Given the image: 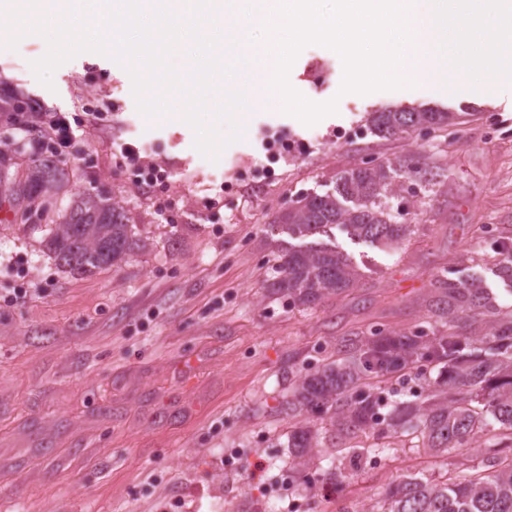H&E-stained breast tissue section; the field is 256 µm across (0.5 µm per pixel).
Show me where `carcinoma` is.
Instances as JSON below:
<instances>
[{"mask_svg":"<svg viewBox=\"0 0 512 512\" xmlns=\"http://www.w3.org/2000/svg\"><path fill=\"white\" fill-rule=\"evenodd\" d=\"M452 115L439 110L372 112L368 129L384 138L419 130L441 129ZM32 159L21 194L31 199L43 192H62L69 184L67 168L50 159L52 145L30 142ZM405 170L429 185L441 184L444 169L412 158H396L371 166L361 161L336 178L333 192L306 195L279 217L288 235L313 238L279 255L277 293L311 305L340 295L357 280L349 255L335 244L318 241L336 227L350 238L392 247L413 233L412 225L393 221L387 200L395 195L392 173ZM46 248L58 265L88 274L121 263L135 245L129 219L120 202L99 192L74 199L62 222L49 229ZM497 276L512 287V237L500 242ZM432 316L448 333L430 336L424 330L396 332L377 327L368 336L336 338V359L302 372L288 364V416L316 414L322 426L297 423L288 431L289 464L310 470L330 451L356 458L385 453L388 446L368 447L351 440L377 424L378 397L366 390L370 379L384 377L394 385L401 372L416 368L436 374L424 395L396 401L384 413L391 428L415 435L418 447L431 457L448 455L476 444L487 449V468L436 481L408 476L390 488L386 508L366 512H512V314H503L483 282L438 278L429 303Z\"/></svg>","mask_w":512,"mask_h":512,"instance_id":"cac0c4a2","label":"carcinoma"}]
</instances>
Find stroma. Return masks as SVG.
I'll return each instance as SVG.
<instances>
[{
  "label": "stroma",
  "mask_w": 512,
  "mask_h": 512,
  "mask_svg": "<svg viewBox=\"0 0 512 512\" xmlns=\"http://www.w3.org/2000/svg\"><path fill=\"white\" fill-rule=\"evenodd\" d=\"M46 51L29 37L0 49V140L21 136L3 110L13 99L65 118L69 139L55 158L70 183L57 211L79 193L108 192L136 245L119 265L72 274L45 248V223L0 222V512H156L161 503L209 512L187 500L195 484L252 512L254 483L225 467L224 451L266 458L273 480L287 470L289 363L318 365L337 337L373 327L441 331L428 312L440 275L482 278L499 309L512 311V288L495 273L499 234L512 230V85L486 92L462 78L448 92L423 84L345 93L342 58L309 44L289 79L308 101L335 102V112L312 124L275 107L252 112L244 139L213 162L188 124L138 111L128 73L111 59L81 53L45 87L31 63ZM394 101L457 117L427 138L367 130L368 114ZM351 126L357 135L337 138ZM271 132L304 152L271 158ZM127 145L165 181L117 166ZM410 156L447 171L433 187L395 175L388 205L413 225L411 237L384 248L336 231L360 268L354 288L310 306L274 293L277 258L294 244L279 216L301 196L333 191L360 160ZM18 288L27 296L14 299ZM385 440L382 464L343 460L346 481L316 496L313 512H366L405 475L441 481L486 466L481 448L445 459L403 432Z\"/></svg>",
  "instance_id": "obj_1"
}]
</instances>
